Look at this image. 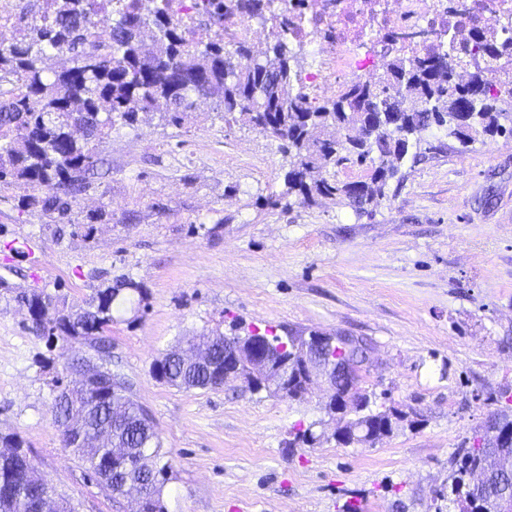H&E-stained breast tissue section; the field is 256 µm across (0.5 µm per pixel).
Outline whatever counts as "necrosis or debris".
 <instances>
[{
	"label": "necrosis or debris",
	"instance_id": "necrosis-or-debris-1",
	"mask_svg": "<svg viewBox=\"0 0 512 512\" xmlns=\"http://www.w3.org/2000/svg\"><path fill=\"white\" fill-rule=\"evenodd\" d=\"M271 2L260 25L228 12L218 30L228 45L284 30L290 41L312 47L316 67L299 71L297 81L313 99L336 91L355 72H369L396 33L425 30L436 38L450 30L463 37L476 26L497 39L512 38V0H303L302 19L292 26L287 0Z\"/></svg>",
	"mask_w": 512,
	"mask_h": 512
}]
</instances>
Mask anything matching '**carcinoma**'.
<instances>
[{"label": "carcinoma", "mask_w": 512, "mask_h": 512, "mask_svg": "<svg viewBox=\"0 0 512 512\" xmlns=\"http://www.w3.org/2000/svg\"><path fill=\"white\" fill-rule=\"evenodd\" d=\"M49 20L30 26L27 33L0 50V183L46 195L27 200L40 205L53 220H70L73 191L91 187L100 158L94 141L112 127L132 126L163 100L161 120L180 127L196 111L197 101L210 99L216 110L239 115L253 128L274 136L288 155L285 190L280 200L310 205L320 198L339 199L357 213L379 206L388 197L391 182L402 183L403 169L412 168L441 151L422 138L427 131H445L466 144L479 133L512 135V80L481 82L477 121L457 129L454 105L469 83L457 77L465 58L495 57L512 48L479 32L459 41L447 31L436 46L422 55L401 49L377 63L370 80L345 83L332 99L310 101L297 85L295 53L287 36L275 35L263 48L248 40L230 47L224 35L214 33L190 41L181 22L166 10L151 16L127 8L95 17V0H50ZM225 9L246 20L266 18L270 0H227ZM155 28L159 36L151 52L143 51L135 28ZM54 54L58 66L45 74L43 60ZM246 63H240V60ZM364 167L366 178L344 181L336 168ZM140 292L137 283L124 281L96 292L84 307L66 298L34 288L20 295L33 316L30 330L82 342L95 341L102 354L111 355L103 336L112 325L114 308ZM210 364L194 362L195 341L183 347L187 358L167 362L163 375L178 389H216L224 386L211 365L224 366V334L212 336ZM297 336L268 339L278 354H290ZM369 344L351 348L335 345L332 355L352 363V378L342 389L348 397L361 396L359 381ZM72 356L53 379L51 415L58 428L76 431L64 448L112 498L125 493V472L112 466V450L144 483L152 499L149 512H166L165 490L172 469L153 422L142 418L137 402L117 391L102 399L97 389L77 380L63 381L76 367ZM392 410L367 411L351 420L359 433L375 430L377 420ZM493 456L497 468L485 474L482 499H451L459 512H497V499L512 498V444L499 442L488 430L455 453L452 482L465 483L469 474ZM51 490L23 450L16 434L0 435V512H75L71 506L41 498Z\"/></svg>", "instance_id": "1"}]
</instances>
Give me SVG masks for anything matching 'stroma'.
<instances>
[{
	"mask_svg": "<svg viewBox=\"0 0 512 512\" xmlns=\"http://www.w3.org/2000/svg\"><path fill=\"white\" fill-rule=\"evenodd\" d=\"M424 138L442 153L362 215L335 199L278 203L279 141L207 101L180 129L157 118L113 128L72 223L0 187V433L22 438L77 512H129L52 422V379L87 344L33 335L16 300L42 288L81 305L127 279L141 292L106 337L170 453L167 512H446L456 448L512 411V136ZM251 330L368 339L360 390L372 409L398 410L392 432L372 447L336 442L318 376L291 400L152 375L181 339ZM302 426L316 445L295 443Z\"/></svg>",
	"mask_w": 512,
	"mask_h": 512,
	"instance_id": "35a3bbf8",
	"label": "stroma"
}]
</instances>
